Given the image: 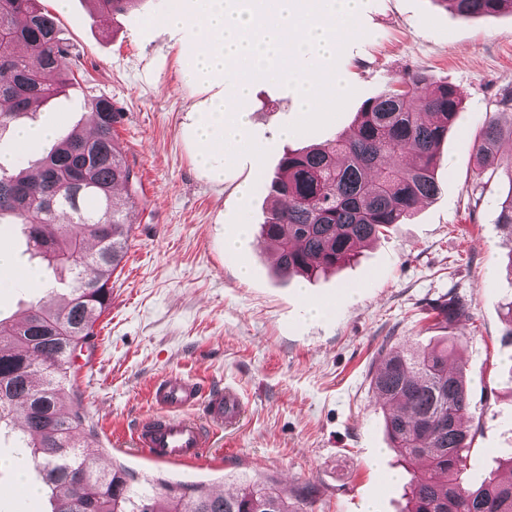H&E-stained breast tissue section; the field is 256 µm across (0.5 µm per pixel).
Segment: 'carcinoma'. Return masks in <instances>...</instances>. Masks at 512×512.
I'll list each match as a JSON object with an SVG mask.
<instances>
[{
    "instance_id": "1",
    "label": "carcinoma",
    "mask_w": 512,
    "mask_h": 512,
    "mask_svg": "<svg viewBox=\"0 0 512 512\" xmlns=\"http://www.w3.org/2000/svg\"><path fill=\"white\" fill-rule=\"evenodd\" d=\"M98 15L127 12L139 0H92ZM462 20L512 11V0H441ZM38 0H0V136L69 81V46L56 36ZM461 99L443 82L407 76L364 102L355 126L323 144L284 153L263 183L273 204L260 234L277 256L275 272L307 279L349 262L357 249L403 224L439 192L437 149L448 138ZM96 131L56 138L35 162L0 163V225L20 228L31 256L63 284L57 304L37 301L22 321L0 319V433L19 429L13 463L37 473L50 512H299L275 488L245 482L218 497L164 480L134 486L122 466L101 469L99 449L81 434L83 413L65 408V381L77 350L112 302V274L128 249L127 210L137 177L112 136V102L87 103ZM485 121L479 153L512 151V118ZM411 156L409 164L403 163ZM497 223L512 233V170ZM462 305L446 302L435 317L449 329ZM371 380L386 408L385 430L403 461L416 464L405 512H512V457L506 471L478 484L461 478L472 436L462 367L446 348L382 349Z\"/></svg>"
}]
</instances>
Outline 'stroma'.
Returning a JSON list of instances; mask_svg holds the SVG:
<instances>
[{
	"label": "stroma",
	"mask_w": 512,
	"mask_h": 512,
	"mask_svg": "<svg viewBox=\"0 0 512 512\" xmlns=\"http://www.w3.org/2000/svg\"><path fill=\"white\" fill-rule=\"evenodd\" d=\"M41 4L71 48L74 77L28 125L50 120L64 135L87 119L91 97L110 99L114 139L140 181L112 306L67 390L85 414L100 467L123 466L142 487L163 479L231 492L254 481L303 512H364L368 504L404 512L407 475L371 379L381 346L422 349L451 335L471 404L464 477L512 457V346L502 341L501 308L512 294V238L497 222L512 152H477L484 122L512 93L511 12L464 21L443 0H364L360 35L336 64L354 90L340 115L283 138L299 117L294 90L256 82L252 135L266 158L239 155L215 181L198 163L192 128L224 80H185L183 35L162 23L175 0H140L115 16L93 15L87 0ZM407 73L448 83L462 99L440 147L438 194L350 264L311 280L279 279L259 234L269 206L261 177L277 170L285 151L348 131L365 100ZM242 226L252 248L227 251L226 238ZM451 299L463 313L450 330L434 327V308ZM312 301L326 312L311 316ZM171 372L232 387L243 400L239 420L193 465L156 462L117 442L150 412L148 386Z\"/></svg>",
	"instance_id": "stroma-1"
}]
</instances>
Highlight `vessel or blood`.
<instances>
[{
	"label": "vessel or blood",
	"mask_w": 512,
	"mask_h": 512,
	"mask_svg": "<svg viewBox=\"0 0 512 512\" xmlns=\"http://www.w3.org/2000/svg\"><path fill=\"white\" fill-rule=\"evenodd\" d=\"M149 399L154 413L136 425L130 442L151 459L169 464L199 461L214 430L233 422L241 409L232 389L173 373L152 383ZM198 407L203 410V419L189 417V410Z\"/></svg>",
	"instance_id": "vessel-or-blood-1"
}]
</instances>
